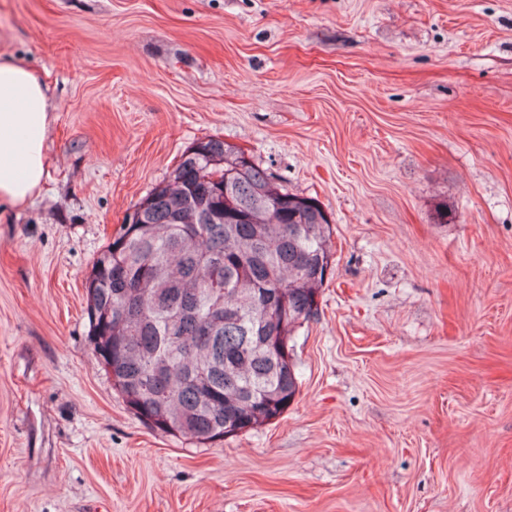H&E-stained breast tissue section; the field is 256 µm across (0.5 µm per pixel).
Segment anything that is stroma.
Listing matches in <instances>:
<instances>
[{"label": "stroma", "instance_id": "35a3bbf8", "mask_svg": "<svg viewBox=\"0 0 512 512\" xmlns=\"http://www.w3.org/2000/svg\"><path fill=\"white\" fill-rule=\"evenodd\" d=\"M54 95L0 218V512H512V0H0ZM332 219L299 391L200 446L131 412L85 278L194 142Z\"/></svg>", "mask_w": 512, "mask_h": 512}]
</instances>
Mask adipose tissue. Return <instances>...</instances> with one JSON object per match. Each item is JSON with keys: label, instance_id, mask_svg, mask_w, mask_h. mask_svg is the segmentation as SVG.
<instances>
[{"label": "adipose tissue", "instance_id": "1", "mask_svg": "<svg viewBox=\"0 0 512 512\" xmlns=\"http://www.w3.org/2000/svg\"><path fill=\"white\" fill-rule=\"evenodd\" d=\"M53 112L48 88L34 72L0 59V204L20 206L40 191Z\"/></svg>", "mask_w": 512, "mask_h": 512}]
</instances>
